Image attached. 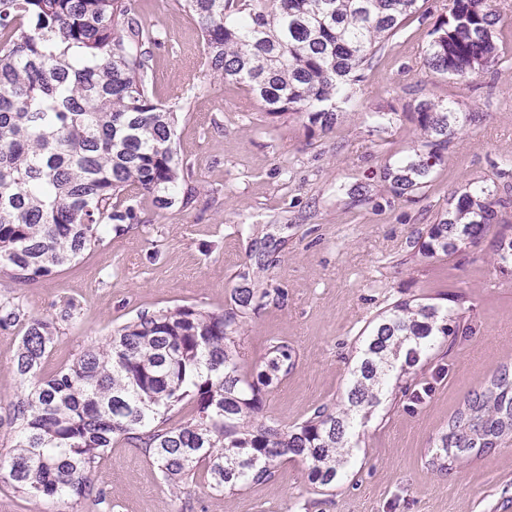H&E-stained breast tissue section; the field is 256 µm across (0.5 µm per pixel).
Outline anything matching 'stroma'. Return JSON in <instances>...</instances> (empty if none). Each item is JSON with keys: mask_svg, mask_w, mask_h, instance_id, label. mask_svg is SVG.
Returning <instances> with one entry per match:
<instances>
[{"mask_svg": "<svg viewBox=\"0 0 512 512\" xmlns=\"http://www.w3.org/2000/svg\"><path fill=\"white\" fill-rule=\"evenodd\" d=\"M156 25L149 78L160 101L178 106L174 137L192 171L194 199L174 195L168 207L143 201L140 223L105 234L53 276L17 283L0 275V297L16 298L27 315L56 318L58 338L44 360L54 375L113 327L142 309L187 304L220 312L239 286L251 244L250 226L274 224L283 244L264 273L284 294L244 320L241 348L259 365L271 340L288 341L292 371L270 388L263 413L283 425L339 403L361 335L380 312L403 300L435 303L462 316L454 341L439 339L414 378L429 385L422 401L398 396L360 429L345 482L319 492L301 461L286 462L272 481L220 495L207 482L191 487L193 512H512V440L471 455L451 470L429 467L432 450L463 402L502 369L512 370V269L493 263V235L452 258L415 255L412 243L448 206L451 194L476 180L494 181L512 224V38L491 70L467 80L425 69L422 49L449 0H428L426 20L406 21L362 70L354 103L332 130L306 116L268 115L235 82L186 73L202 67L200 30L176 0H131ZM423 98L477 113L448 146L426 187L393 196L377 174L415 145L413 117ZM389 112L385 128L369 116ZM365 184V198L350 195ZM72 319H62L67 303ZM18 331L0 329V446L12 430L6 405L21 389L13 371ZM107 512H181L151 461L119 444L96 476Z\"/></svg>", "mask_w": 512, "mask_h": 512, "instance_id": "35a3bbf8", "label": "stroma"}]
</instances>
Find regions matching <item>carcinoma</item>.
<instances>
[{
    "label": "carcinoma",
    "mask_w": 512,
    "mask_h": 512,
    "mask_svg": "<svg viewBox=\"0 0 512 512\" xmlns=\"http://www.w3.org/2000/svg\"><path fill=\"white\" fill-rule=\"evenodd\" d=\"M199 26L207 72L241 85L269 115H308L332 129L360 71L427 0H177ZM429 32L423 65L469 79L494 67L496 0H449ZM158 31L128 0H0V273L35 281L103 242L108 230L138 224L139 204L160 208L190 171L174 147L177 108L156 99L148 80ZM418 145L380 177L411 196L445 161L463 127L455 108L422 99ZM501 200L485 181L448 200L414 241L415 254L452 257L493 231L494 261L512 262L500 230ZM278 240L267 228L251 241L222 313L176 305L141 310L109 340L49 378L41 367L56 322L0 300V329H18L13 368L23 390L8 404L12 445L0 478L29 501H79L98 512L96 473L109 450L137 448L170 491L187 496L198 478L217 493L273 480L299 458L319 491L347 476L357 429L417 370L457 318L433 303L399 302L372 320L343 402L291 426L264 418L263 397L294 366V349L271 343L257 370L241 352L243 319L282 299L260 273ZM179 420H174L175 416ZM512 437V373L504 370L467 398L448 422L428 465L447 471L473 452Z\"/></svg>",
    "instance_id": "carcinoma-1"
}]
</instances>
